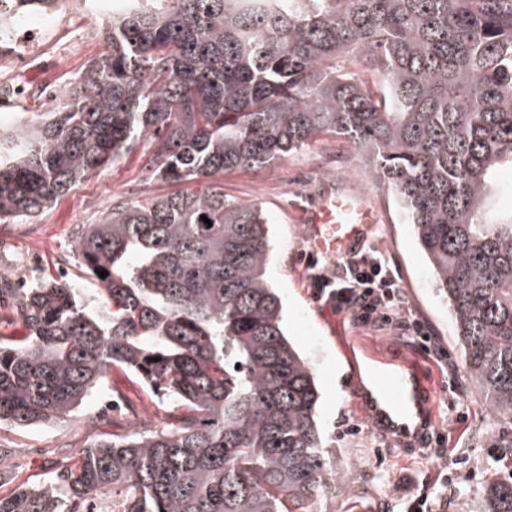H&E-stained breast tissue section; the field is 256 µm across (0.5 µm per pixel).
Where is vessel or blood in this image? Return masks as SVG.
I'll return each instance as SVG.
<instances>
[{
  "label": "vessel or blood",
  "mask_w": 512,
  "mask_h": 512,
  "mask_svg": "<svg viewBox=\"0 0 512 512\" xmlns=\"http://www.w3.org/2000/svg\"><path fill=\"white\" fill-rule=\"evenodd\" d=\"M312 249L337 258L357 250L376 224L374 211L360 196L325 190L306 219ZM360 386L363 413L385 439L420 445L434 425L435 395L418 369L405 359L366 365Z\"/></svg>",
  "instance_id": "b4317fda"
}]
</instances>
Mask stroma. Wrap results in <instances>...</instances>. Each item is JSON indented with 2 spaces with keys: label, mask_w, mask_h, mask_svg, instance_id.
Returning <instances> with one entry per match:
<instances>
[{
  "label": "stroma",
  "mask_w": 512,
  "mask_h": 512,
  "mask_svg": "<svg viewBox=\"0 0 512 512\" xmlns=\"http://www.w3.org/2000/svg\"><path fill=\"white\" fill-rule=\"evenodd\" d=\"M107 25L106 15L85 6L84 0H72L67 12L54 16L43 41L65 44L66 49L55 69L16 67L14 79L24 92L0 105V124L12 123L19 112L51 110L53 104L41 96V89H69L104 52ZM150 147V142L141 141L137 151L97 170L33 223L0 224V241L9 244L8 250H0V277L33 283L62 277L79 288L87 302H94L98 283L79 267L75 227L96 223L112 204L169 192V185L150 180L142 168L141 154ZM329 182L359 194L377 211L372 237L396 271L412 313L433 337L435 351H420L399 336L398 315L386 322H364L351 312H336L318 297L313 270L327 267L329 260L322 256L316 267L308 266L312 248L304 220ZM213 183L223 185L228 198L262 207L272 245L267 276L283 301L285 332L317 378L320 425L334 469L352 473L347 485L326 494L323 512H405L424 494L441 501L442 512H472L482 482L504 469L496 450L512 443V430L494 423L471 384L458 354L448 301L434 286L428 262L391 194L364 157L349 143L324 141L262 170H227L179 183L178 188L199 193ZM400 349L420 363L437 396L433 437L416 449L389 444L374 433L358 401L357 380L366 354L385 357ZM116 390L144 413V421L130 424L113 413L110 400ZM169 407V401L118 374L93 389L66 420L29 427L1 424L0 446L12 454L0 467V496L77 461L90 442L82 425L86 417L97 418L101 432L126 434L157 428ZM446 456L453 457L460 478L444 489L437 482V468Z\"/></svg>",
  "instance_id": "obj_1"
}]
</instances>
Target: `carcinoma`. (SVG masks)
<instances>
[{
	"instance_id": "1",
	"label": "carcinoma",
	"mask_w": 512,
	"mask_h": 512,
	"mask_svg": "<svg viewBox=\"0 0 512 512\" xmlns=\"http://www.w3.org/2000/svg\"><path fill=\"white\" fill-rule=\"evenodd\" d=\"M4 1L3 24L55 7ZM105 41L71 101L0 126L1 224L39 217L144 138L162 181L345 139L411 225L469 380L512 428V214L484 213L512 166V0H116ZM75 242L97 309L65 281L0 285V424L61 420L114 369L175 407L149 433L85 419V454L0 512H87L115 487L126 512H317L336 473L264 277L260 204L219 184L130 199ZM477 512H512V471L483 484Z\"/></svg>"
}]
</instances>
